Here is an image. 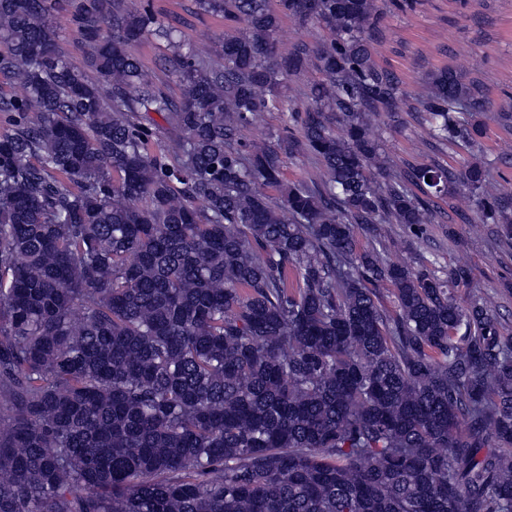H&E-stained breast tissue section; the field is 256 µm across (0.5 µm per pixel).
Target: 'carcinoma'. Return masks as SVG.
I'll use <instances>...</instances> for the list:
<instances>
[{"mask_svg": "<svg viewBox=\"0 0 512 512\" xmlns=\"http://www.w3.org/2000/svg\"><path fill=\"white\" fill-rule=\"evenodd\" d=\"M193 3L242 28L206 48L126 0H0L22 90L0 97V512H512V338L455 298L470 269L386 250L453 184L510 239L512 204L477 162L385 173L375 0ZM285 16L334 38L279 61ZM148 36L176 97L129 50ZM312 61L298 132L241 147ZM419 104L432 139L480 150V86L438 71ZM154 113L172 136L151 153ZM299 152L321 182L284 181ZM55 25L59 31L58 49L72 62L80 64L82 60V51L80 49V39L75 25H73L70 15L65 12L55 14Z\"/></svg>", "mask_w": 512, "mask_h": 512, "instance_id": "obj_1", "label": "carcinoma"}]
</instances>
